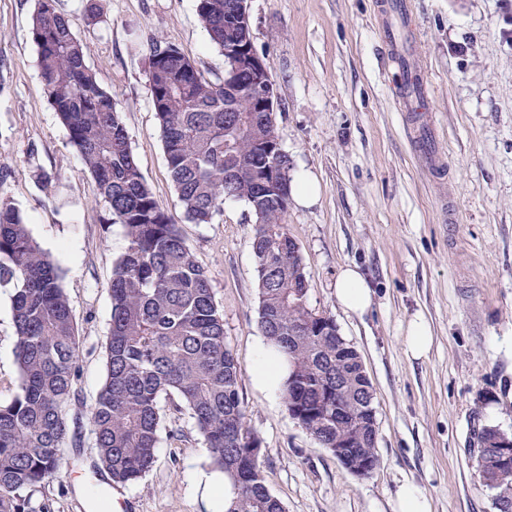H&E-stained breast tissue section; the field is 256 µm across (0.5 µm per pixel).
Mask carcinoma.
Masks as SVG:
<instances>
[{
  "instance_id": "carcinoma-1",
  "label": "carcinoma",
  "mask_w": 512,
  "mask_h": 512,
  "mask_svg": "<svg viewBox=\"0 0 512 512\" xmlns=\"http://www.w3.org/2000/svg\"><path fill=\"white\" fill-rule=\"evenodd\" d=\"M232 4L197 0L198 21L221 53L252 39L249 26L229 13ZM103 13V0H89L83 22L94 25ZM29 31L48 102L95 179L109 221L123 225L127 239L112 269L105 382L86 414L94 468L114 488L145 477L165 429L161 398L176 395V411L194 421L209 466L234 485L224 512H285L265 484L261 441L240 396L243 371L226 345L208 271L149 188L112 94L86 64L77 23L57 0H35ZM148 80L185 218L210 224L227 200L244 202L255 218L259 326L288 361L282 385L288 415L332 454L336 435H359L364 460L376 469L374 395L365 389L360 354L331 316L308 305L303 256L285 224L288 155L259 144L257 137L269 132L261 121L256 136L235 137L224 147L232 135L224 116L234 123L252 115L257 90L250 75L241 71L228 86L213 81L155 38ZM0 290L11 293L19 371L13 400L0 405V512H31L24 493L59 474L80 347L59 266L1 194ZM489 489L498 512H512V476Z\"/></svg>"
}]
</instances>
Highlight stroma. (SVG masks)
<instances>
[{"label":"stroma","mask_w":512,"mask_h":512,"mask_svg":"<svg viewBox=\"0 0 512 512\" xmlns=\"http://www.w3.org/2000/svg\"><path fill=\"white\" fill-rule=\"evenodd\" d=\"M196 5L106 0L101 22L79 34L142 174L209 271L269 491L286 512H396L413 484L430 512H497L478 473L476 432L487 425L512 434V0H410V58L431 96L418 118L397 103L401 76L377 0H249L254 46L274 80L280 147L291 174L307 173L317 186L313 199H291L285 217L304 258L308 304L335 320L375 390L380 464L364 477L251 381L261 331L247 206L230 201L212 223L191 224L170 181L148 48L162 38L206 77L223 78L224 59ZM34 6L0 0V193L61 269L82 342L74 396L87 410L104 381L109 284L127 241L122 225L107 223L96 182L47 101L29 33ZM418 120L431 129L445 172L434 173L414 144ZM348 263L374 293L361 315L336 301V275ZM418 313L433 343L415 359L403 332ZM17 385L11 301L0 293V404ZM162 404L178 435L162 437L143 479L109 487L92 467L86 431L80 447H65L59 477L32 492L33 512H207L194 477L207 470L208 452L174 399Z\"/></svg>","instance_id":"stroma-1"}]
</instances>
